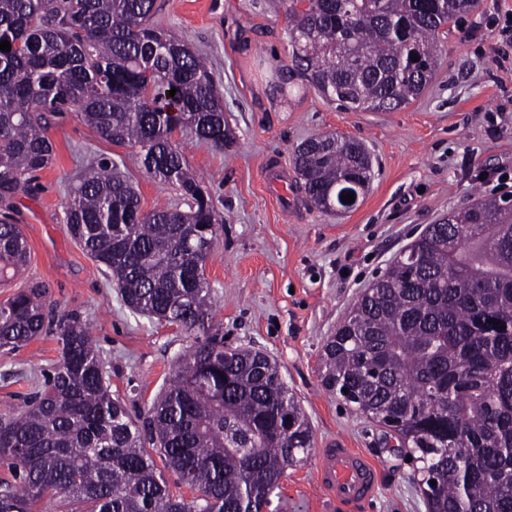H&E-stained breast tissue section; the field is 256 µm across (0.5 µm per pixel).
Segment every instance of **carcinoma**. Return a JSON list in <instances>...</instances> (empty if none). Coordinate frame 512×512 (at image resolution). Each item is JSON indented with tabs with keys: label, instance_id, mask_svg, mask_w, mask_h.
<instances>
[{
	"label": "carcinoma",
	"instance_id": "cac0c4a2",
	"mask_svg": "<svg viewBox=\"0 0 512 512\" xmlns=\"http://www.w3.org/2000/svg\"><path fill=\"white\" fill-rule=\"evenodd\" d=\"M292 62L347 111L391 112L426 90L440 36L478 0H279ZM155 0H0V203L54 160L48 117L78 111L105 140L139 148L181 203L145 213L135 187L91 168L65 208L69 235L117 282L132 310L192 329L204 317V261L219 214L172 134L222 149L223 93L205 60L152 22ZM418 56L411 61L410 53ZM176 89L174 98L166 91ZM294 164L316 208L336 211L350 182L368 191L362 142L318 134ZM408 245L418 270L391 264L323 345V385L418 454L436 481L430 512H512V205L478 196ZM19 225L0 215V284L27 265ZM46 287L0 302V348L55 330L60 359L18 414L0 416V512L45 497L71 512H262L286 469L312 448L311 427L266 353L209 337L181 356L145 419L112 396L90 325L50 322ZM151 448H146V445ZM199 492L170 494L153 454Z\"/></svg>",
	"mask_w": 512,
	"mask_h": 512
}]
</instances>
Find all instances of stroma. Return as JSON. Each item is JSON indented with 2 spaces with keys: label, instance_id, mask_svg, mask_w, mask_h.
<instances>
[{
  "label": "stroma",
  "instance_id": "obj_1",
  "mask_svg": "<svg viewBox=\"0 0 512 512\" xmlns=\"http://www.w3.org/2000/svg\"><path fill=\"white\" fill-rule=\"evenodd\" d=\"M511 9L512 0H481L462 17L442 38L428 88L407 107L351 112L290 76L285 13L271 0H156L154 24L207 58L234 137L219 150L187 130L172 136L224 218L205 260L204 318L187 331L132 312L67 233L71 189L103 161L118 164L143 211L180 198L176 185L143 171L134 148L104 140L77 112L52 118L55 161L10 203L29 257L0 286V301L45 284L55 316L91 324L109 388L137 417L195 340L261 350L280 364L315 447L344 440L374 462L380 481L356 508L317 497L310 457L288 468L266 512H427L407 449L384 444L382 427L326 390L319 359L350 304L426 225L474 196L512 192L496 181L512 176V44L499 41L495 23ZM327 132L363 141L373 159L371 187L346 213L310 205L292 162L297 145ZM58 359L52 335L0 349V414L22 409Z\"/></svg>",
  "mask_w": 512,
  "mask_h": 512
}]
</instances>
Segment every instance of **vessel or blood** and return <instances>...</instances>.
I'll return each instance as SVG.
<instances>
[{"label": "vessel or blood", "instance_id": "b4317fda", "mask_svg": "<svg viewBox=\"0 0 512 512\" xmlns=\"http://www.w3.org/2000/svg\"><path fill=\"white\" fill-rule=\"evenodd\" d=\"M315 486L320 497L355 506L374 495L378 472L363 454L340 442L335 447L319 449Z\"/></svg>", "mask_w": 512, "mask_h": 512}]
</instances>
